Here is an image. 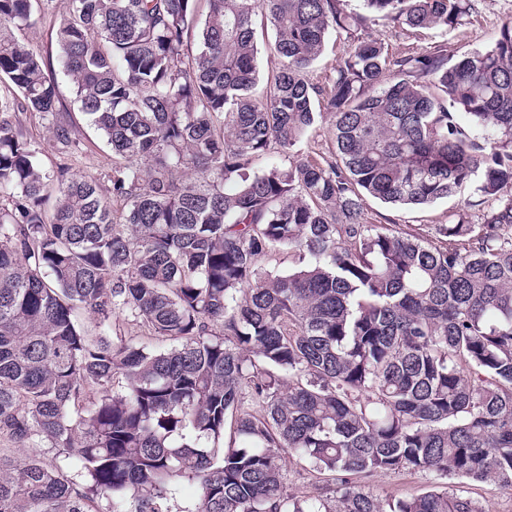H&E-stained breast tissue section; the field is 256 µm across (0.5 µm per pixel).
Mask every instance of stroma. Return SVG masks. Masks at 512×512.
<instances>
[{
	"label": "stroma",
	"instance_id": "stroma-1",
	"mask_svg": "<svg viewBox=\"0 0 512 512\" xmlns=\"http://www.w3.org/2000/svg\"><path fill=\"white\" fill-rule=\"evenodd\" d=\"M512 18V0H471L469 13L459 24L446 29L422 30L407 33L394 28L387 21L379 20L370 26L368 36L381 39L392 54L413 50L422 54L446 49L448 56L456 58L478 48H488L500 36L503 23ZM71 118L80 142L77 151L63 153L50 141L48 119L36 112L23 118V130L28 139L39 148L38 157L43 166L51 171L58 167H69L71 173L83 176L108 187L112 172V151L102 135L79 111H72ZM464 196H457L424 207H396L370 198L366 201L365 219L371 224H397L408 233L427 235L431 226L444 224L452 212L463 208ZM85 335L95 337L101 333L122 336L142 343L152 349H169L170 344L151 337L142 324L125 313L114 314L108 326H100L97 318L82 312L77 316ZM288 492L303 493L312 497L328 496L332 493L330 477L317 474L308 465L290 460L285 473ZM459 484L454 479H433L421 473H381L369 481V488L381 502L401 496H415L431 489L455 491Z\"/></svg>",
	"mask_w": 512,
	"mask_h": 512
}]
</instances>
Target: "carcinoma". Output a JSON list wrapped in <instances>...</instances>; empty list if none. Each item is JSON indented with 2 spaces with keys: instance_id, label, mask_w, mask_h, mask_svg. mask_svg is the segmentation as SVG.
<instances>
[{
  "instance_id": "1",
  "label": "carcinoma",
  "mask_w": 512,
  "mask_h": 512,
  "mask_svg": "<svg viewBox=\"0 0 512 512\" xmlns=\"http://www.w3.org/2000/svg\"><path fill=\"white\" fill-rule=\"evenodd\" d=\"M52 2L0 0V435L61 464L0 455V512H165L184 479L196 512H484L434 490L385 506L367 480L396 471L512 491V20L455 60L357 38L323 86L307 72L329 30L446 28L468 0H363L355 17L207 0L202 19L197 0H64L52 41L112 147L106 195L46 170L21 131L38 112L79 145L53 64L15 34ZM323 122L335 151L318 161L296 147ZM468 187L465 207L494 202L475 223L460 211L424 238L365 221L368 197ZM284 252L296 265L269 267ZM80 310L176 345L90 338ZM293 457L331 497L287 493ZM258 47L260 50L259 54V79L257 81L256 86L253 89V93L255 95H260L266 85V78L268 69L271 70V64L270 61L267 64L268 56H269V47L270 44L273 43L274 35L272 27L268 25V27L262 30L258 29Z\"/></svg>"
}]
</instances>
